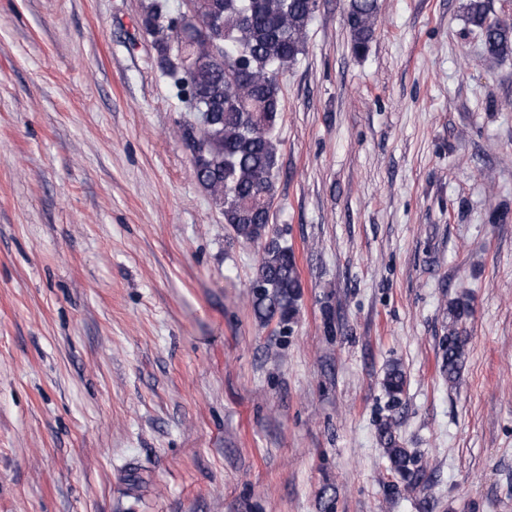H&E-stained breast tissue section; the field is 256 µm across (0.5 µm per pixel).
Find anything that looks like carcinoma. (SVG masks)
I'll return each mask as SVG.
<instances>
[{"instance_id":"cac0c4a2","label":"carcinoma","mask_w":512,"mask_h":512,"mask_svg":"<svg viewBox=\"0 0 512 512\" xmlns=\"http://www.w3.org/2000/svg\"><path fill=\"white\" fill-rule=\"evenodd\" d=\"M316 7L317 0H192L172 12L156 0L142 18L177 99L195 114L180 130L198 182L223 208L235 237L260 245L249 284L253 312L263 323L282 326L299 313L303 283L291 248L268 235L279 173L275 131L284 110L280 78L305 52ZM379 15L380 0H348L345 21L355 54L367 52ZM209 17L215 24L204 34L197 21ZM467 20L479 30L488 62L512 56V26L490 20L485 0H469ZM448 311L440 371L453 385L467 360L470 303L456 298ZM406 386L400 364H389L383 388L393 403L402 401ZM379 437L396 478L394 492L418 484L425 475L421 458L401 446L397 423L383 422Z\"/></svg>"}]
</instances>
